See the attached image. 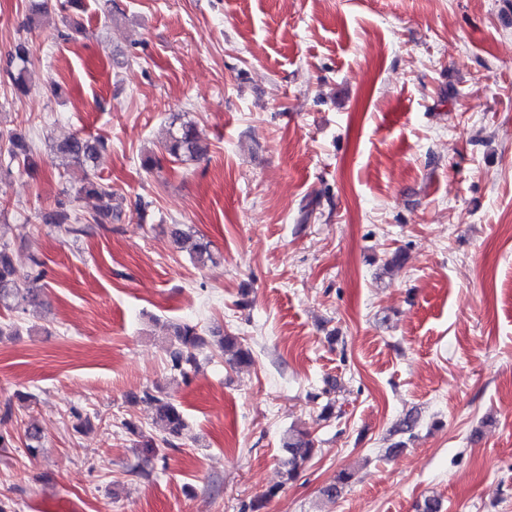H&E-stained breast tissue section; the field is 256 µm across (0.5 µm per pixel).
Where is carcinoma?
Listing matches in <instances>:
<instances>
[{
    "instance_id": "1",
    "label": "carcinoma",
    "mask_w": 512,
    "mask_h": 512,
    "mask_svg": "<svg viewBox=\"0 0 512 512\" xmlns=\"http://www.w3.org/2000/svg\"><path fill=\"white\" fill-rule=\"evenodd\" d=\"M27 53L26 42L18 41L12 53V62L16 67V74L12 75V80L15 89L20 92L24 87ZM107 147L108 142L102 138H89L80 134L68 137L50 147L53 161L66 172L75 170L79 177L63 189L62 199L57 201L53 209L38 215L42 223L73 238L90 235L112 223L116 217V212L110 205L113 197L112 185L92 173L97 159ZM0 153L4 155V164H0V174L11 172V166L15 161L34 163L31 145L26 137L18 132L0 131ZM163 153L174 161L183 162L195 160L205 154L206 146L202 144L194 123L173 121L163 145ZM83 197L101 202V205L87 217L77 213L73 206V202ZM172 238L180 249L185 243H190V258L196 265L204 266L213 261L210 243L194 239L179 229L172 232ZM9 248V243H0V306L9 311L24 313L27 306L35 302L43 291L40 284L45 275L43 261L35 255L31 256L29 271L22 273L15 267ZM172 336L168 349L170 370L185 378L189 372L198 368L196 350L203 343V339L196 326L187 323L174 325ZM218 343L224 353L225 362L231 367L242 368L252 363L251 350L245 347L238 337L226 333L218 337ZM133 402L154 409L155 421L163 431L161 445L165 448L177 447L176 441L186 427L182 411L174 404L164 401L156 388L143 390L141 395L133 397ZM283 448L286 457L282 459L281 464L287 479L293 480L317 452V440L308 430H293L285 437ZM352 478L353 474L348 471L339 472L336 482L326 486L322 494L329 499L336 498ZM279 490L278 486L271 487L261 496L242 503L240 512H262L266 502L276 496Z\"/></svg>"
}]
</instances>
